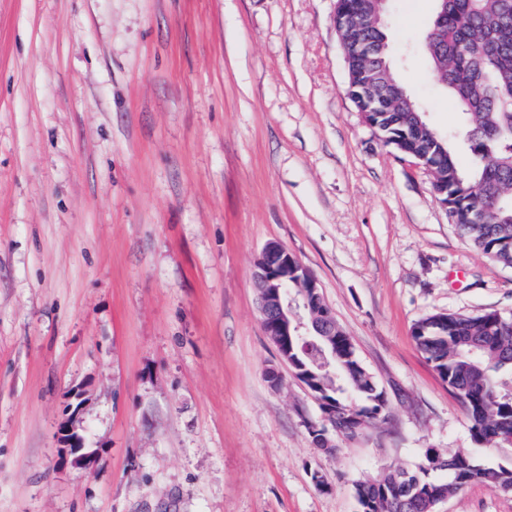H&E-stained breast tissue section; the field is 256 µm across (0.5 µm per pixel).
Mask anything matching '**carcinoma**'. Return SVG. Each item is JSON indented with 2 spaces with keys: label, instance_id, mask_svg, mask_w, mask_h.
Segmentation results:
<instances>
[{
  "label": "carcinoma",
  "instance_id": "cac0c4a2",
  "mask_svg": "<svg viewBox=\"0 0 512 512\" xmlns=\"http://www.w3.org/2000/svg\"><path fill=\"white\" fill-rule=\"evenodd\" d=\"M344 39L350 47L348 84L363 81L364 50L377 71L372 115L385 136L435 167L448 217L459 234L489 259L512 266V0H448V12L432 18L437 32L425 43L440 86L464 119L460 137L471 154L462 166L455 136L438 134L418 102L398 94L403 85L387 74L388 42L383 0H347ZM413 339L439 377L464 404L471 436L480 448L512 447V315L433 314L419 320ZM290 357L305 368L304 383L321 400L322 419L309 423L319 445L328 438L354 441L387 422L383 390L356 355L341 328L336 347L322 338L296 337ZM472 482L512 495V464L486 466L463 454L430 448L411 468L389 470L357 485L360 512H434L435 505Z\"/></svg>",
  "mask_w": 512,
  "mask_h": 512
}]
</instances>
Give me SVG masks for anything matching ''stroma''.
Instances as JSON below:
<instances>
[{"label":"stroma","instance_id":"35a3bbf8","mask_svg":"<svg viewBox=\"0 0 512 512\" xmlns=\"http://www.w3.org/2000/svg\"><path fill=\"white\" fill-rule=\"evenodd\" d=\"M336 0H0V512H359L355 486L473 441L417 349L434 314L512 313V267L348 96ZM433 0H388L394 73L461 115L423 50ZM283 244L385 393L358 442L319 404L253 282ZM69 422L95 469L65 458ZM321 474L318 487L313 474ZM436 512H512L474 482Z\"/></svg>","mask_w":512,"mask_h":512}]
</instances>
